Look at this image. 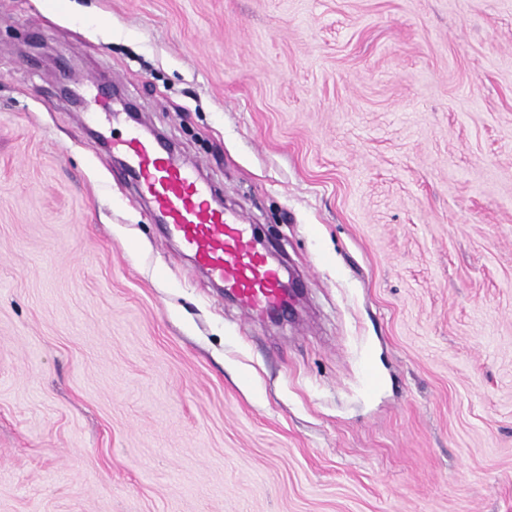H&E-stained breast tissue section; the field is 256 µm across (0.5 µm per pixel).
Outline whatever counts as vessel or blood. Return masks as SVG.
I'll list each match as a JSON object with an SVG mask.
<instances>
[{"instance_id":"1","label":"vessel or blood","mask_w":512,"mask_h":512,"mask_svg":"<svg viewBox=\"0 0 512 512\" xmlns=\"http://www.w3.org/2000/svg\"><path fill=\"white\" fill-rule=\"evenodd\" d=\"M116 147L126 155L128 172L136 177L166 234L213 280L224 284L245 307L284 306L288 292L280 273L254 245L249 225L212 206V192L193 168L161 142L134 130Z\"/></svg>"}]
</instances>
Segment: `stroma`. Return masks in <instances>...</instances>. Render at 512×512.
<instances>
[{
  "mask_svg": "<svg viewBox=\"0 0 512 512\" xmlns=\"http://www.w3.org/2000/svg\"><path fill=\"white\" fill-rule=\"evenodd\" d=\"M92 79L298 316L163 233ZM0 512H512V0H0Z\"/></svg>",
  "mask_w": 512,
  "mask_h": 512,
  "instance_id": "1",
  "label": "stroma"
}]
</instances>
